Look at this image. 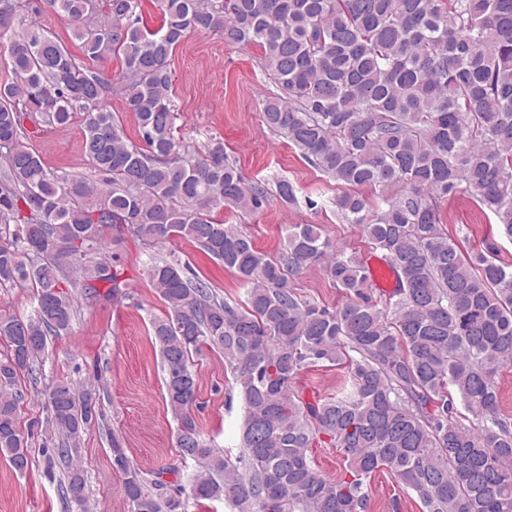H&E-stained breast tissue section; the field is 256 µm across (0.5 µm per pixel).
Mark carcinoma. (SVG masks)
<instances>
[{"label": "carcinoma", "instance_id": "1", "mask_svg": "<svg viewBox=\"0 0 512 512\" xmlns=\"http://www.w3.org/2000/svg\"><path fill=\"white\" fill-rule=\"evenodd\" d=\"M161 24L143 25L141 0H43L64 16L84 57L115 56L110 78L79 64L19 0H0L12 31L15 77L0 84V288L32 289L35 316L0 314V456L31 465L18 422L22 373L48 339L68 334L78 297L127 296L121 266L105 257L107 233L128 231L147 249L189 238L247 287L245 306L218 299L181 261L149 255L146 273L166 310L151 321L166 406L181 456L201 463L193 499L231 512H367V485L382 469L413 491L424 512H512V424L499 416L498 370L512 364V266L494 247L464 257L438 219V203L471 193L512 240V0H157ZM192 32L259 49L279 93L263 121L323 175L350 187L336 211L360 224L395 277L380 303L369 269L322 237L289 224L276 256L212 215L253 210L293 185L248 184L212 138L179 136L171 97L173 51ZM124 99L132 142L107 107ZM83 113L82 149L99 179L50 170L25 120L63 127ZM368 187V198L352 187ZM320 267L343 299L330 309L300 298L295 280ZM224 353L244 406L233 461L200 435L193 355ZM344 364L333 397L306 401L294 383L319 364ZM48 459L68 462L67 502L88 512L79 457L99 424L91 382L49 389ZM463 407L478 420L457 419ZM339 449L345 475L320 474L314 448ZM112 468L131 512H185L178 493L146 489L111 438Z\"/></svg>", "mask_w": 512, "mask_h": 512}]
</instances>
